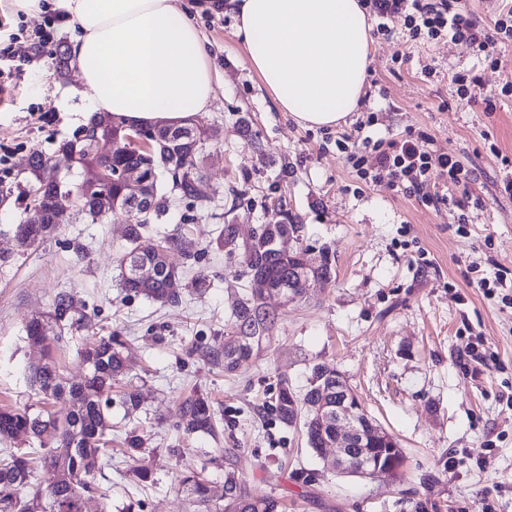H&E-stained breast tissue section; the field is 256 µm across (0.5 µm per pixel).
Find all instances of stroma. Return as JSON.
I'll list each match as a JSON object with an SVG mask.
<instances>
[{"label":"stroma","instance_id":"35a3bbf8","mask_svg":"<svg viewBox=\"0 0 512 512\" xmlns=\"http://www.w3.org/2000/svg\"><path fill=\"white\" fill-rule=\"evenodd\" d=\"M39 15L14 14L0 0V407L40 410L28 379L42 358L25 327L46 315L53 296L70 292L85 305L100 335L120 331L136 366L112 394L111 456L95 468L100 493L86 512H197L181 479L197 471L212 484L231 468L283 512H512V308L475 286L491 262L512 269V196L499 184L512 163L511 64L491 68L475 48L440 40L376 38L369 84L355 112L333 128H303L280 111L244 61L232 15L210 13L207 0H181L197 24L215 69L214 97L198 123L211 139L205 153L207 218L191 226L202 251L198 265L213 282L204 294H183L163 306L126 293L117 257L125 214L108 224H67L35 251L14 238L27 221L19 171L31 155L58 161L59 143L81 125L85 101L77 77L60 78L54 51L73 31L59 0ZM53 44L34 54L36 31ZM434 77L421 73L424 65ZM478 75L473 97L458 96L455 73ZM494 97L495 111L481 100ZM366 122V135L389 141L424 131L432 148L456 156L472 174L466 213L424 205L387 183L365 185L336 148L340 133ZM296 220L305 241L328 247L332 283H310L303 298L278 306L270 347L238 372L225 374L207 354L224 343L228 289L248 278L236 259L213 246L224 225L248 236L258 224ZM464 303H457L455 294ZM483 344L496 360L470 356ZM334 365L369 416L393 434L405 456L398 479H364L329 469L301 429L270 411L280 375L304 392L311 369ZM136 389L143 405L126 413L119 396ZM207 396L216 436L185 435L178 415L188 395ZM150 430L148 483L137 482L120 448L126 430ZM231 457H221V449Z\"/></svg>","mask_w":512,"mask_h":512}]
</instances>
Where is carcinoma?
<instances>
[{
    "label": "carcinoma",
    "mask_w": 512,
    "mask_h": 512,
    "mask_svg": "<svg viewBox=\"0 0 512 512\" xmlns=\"http://www.w3.org/2000/svg\"><path fill=\"white\" fill-rule=\"evenodd\" d=\"M99 114H92L72 136L62 141L58 152L66 166L56 180L43 179L47 161L32 155L25 176L27 206L38 205L45 214L44 223L35 227L18 224L15 236L25 250H37L44 240L68 222L55 210L54 199L59 195H74L78 201L75 215L91 224H106L116 212L122 211L123 174L137 169L155 194L153 211L129 220L125 245L119 257L121 287L141 294L161 305H177L182 300L179 291L169 288V281L182 276L179 269L167 261L172 249L182 252L183 268L197 266L201 250L193 247L184 232L166 235L155 240L157 248L144 251L143 239L151 237L152 225L166 221L170 206L179 201L191 210H202L210 197L198 182L202 172L204 146H196L197 138L180 143L181 156L177 167H163L166 148L152 145L149 151L130 147L125 136L132 125L122 118L109 116L113 124L97 131ZM112 142L111 155L99 153L97 135ZM94 178L98 188L85 189L87 180ZM304 225L258 224L247 239H239L238 227L226 224L215 240V248L237 258L246 275L261 277L272 290L288 295L302 273L326 283L335 273L329 250H320L316 268L307 267L310 246L303 244ZM134 256L142 264L155 266L159 277L149 284L126 278L125 261ZM224 325V349L211 351L213 361H224V371L232 373L243 362L266 350L277 328V313L269 306L267 295L255 288H245L235 294ZM94 331V323L67 291L55 294L51 311L26 326L27 338L39 343H59L63 337L76 332ZM126 343L114 331L87 344L79 353L87 374L79 382L65 381L57 363L47 357L30 369V381L45 399L66 396L68 408L62 416L49 411L33 412L28 408L0 409V439L15 440L20 436L39 439L43 452L31 457L26 452H11L0 458V512H82L85 497L95 491L94 470L87 460L98 458L110 450L106 438L107 421L112 409V386L131 370L132 363L125 354ZM357 407L360 420L367 414L358 398L346 403L336 395V368L318 364L312 368L308 387L298 395L282 376L272 411L288 427L302 425L309 447L319 452L336 439V415L347 407ZM179 416L188 434H211L215 431V415L208 400L200 394H190L179 405ZM80 427L82 437L71 445L72 430ZM125 456L137 463L133 469L140 482L151 478L150 469L143 465L150 452V437L136 429L125 433ZM354 456L353 472L377 468L396 477L404 463L399 443L388 431L365 434L363 446L350 449ZM41 469L45 483L35 484L33 473ZM182 483L190 487L202 512H278L280 505L271 495L256 496L233 469L224 472V485L217 490L210 482L195 474L186 475Z\"/></svg>",
    "instance_id": "1"
}]
</instances>
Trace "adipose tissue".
Here are the masks:
<instances>
[{
  "label": "adipose tissue",
  "instance_id": "adipose-tissue-1",
  "mask_svg": "<svg viewBox=\"0 0 512 512\" xmlns=\"http://www.w3.org/2000/svg\"><path fill=\"white\" fill-rule=\"evenodd\" d=\"M245 59L281 111L306 128L354 111L370 62L359 0H220ZM88 108L146 126L205 111L213 67L180 0H64Z\"/></svg>",
  "mask_w": 512,
  "mask_h": 512
}]
</instances>
